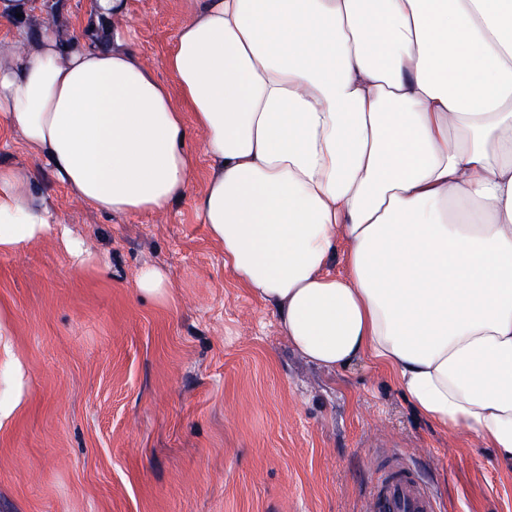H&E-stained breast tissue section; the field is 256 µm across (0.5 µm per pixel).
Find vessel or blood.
<instances>
[{
  "label": "vessel or blood",
  "mask_w": 512,
  "mask_h": 512,
  "mask_svg": "<svg viewBox=\"0 0 512 512\" xmlns=\"http://www.w3.org/2000/svg\"><path fill=\"white\" fill-rule=\"evenodd\" d=\"M365 512H436L427 489L404 461L378 465Z\"/></svg>",
  "instance_id": "b4317fda"
}]
</instances>
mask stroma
I'll use <instances>...</instances> for the list:
<instances>
[{"instance_id": "obj_1", "label": "stroma", "mask_w": 512, "mask_h": 512, "mask_svg": "<svg viewBox=\"0 0 512 512\" xmlns=\"http://www.w3.org/2000/svg\"><path fill=\"white\" fill-rule=\"evenodd\" d=\"M133 48L161 79L181 0H130ZM0 163L29 168L36 193L92 252L53 241L0 253V512H363L377 462L403 458L440 512H512V477L490 449L412 409L369 361L326 371L240 288L195 209L208 163L162 214L122 220L76 202L16 139ZM170 276L164 299L141 270ZM20 365V379L6 372ZM169 282L168 273L158 268H151L140 274L136 288L145 296L163 298L167 294Z\"/></svg>"}]
</instances>
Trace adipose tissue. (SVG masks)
<instances>
[{
  "mask_svg": "<svg viewBox=\"0 0 512 512\" xmlns=\"http://www.w3.org/2000/svg\"><path fill=\"white\" fill-rule=\"evenodd\" d=\"M51 8L0 0V137L118 219L165 211L203 153L195 209L293 346L386 369L512 475V0H184L171 87L128 0ZM45 239L87 263L0 165V253Z\"/></svg>",
  "mask_w": 512,
  "mask_h": 512,
  "instance_id": "adipose-tissue-1",
  "label": "adipose tissue"
}]
</instances>
